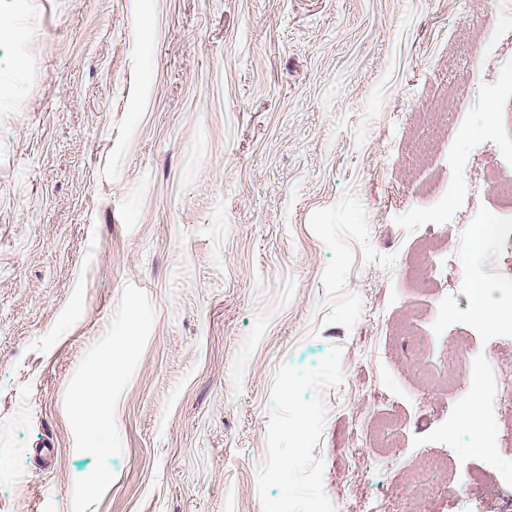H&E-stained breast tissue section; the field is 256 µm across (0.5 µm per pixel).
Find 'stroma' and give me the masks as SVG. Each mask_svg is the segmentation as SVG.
I'll list each match as a JSON object with an SVG mask.
<instances>
[{
  "label": "stroma",
  "mask_w": 512,
  "mask_h": 512,
  "mask_svg": "<svg viewBox=\"0 0 512 512\" xmlns=\"http://www.w3.org/2000/svg\"><path fill=\"white\" fill-rule=\"evenodd\" d=\"M511 30L512 0H0V512L512 502V405L423 399L512 358V302L461 283L512 260ZM110 404H112V381L98 382L77 399V408L92 415L87 438L88 443L93 447L104 448L102 438L110 424V417L105 411Z\"/></svg>",
  "instance_id": "obj_1"
}]
</instances>
